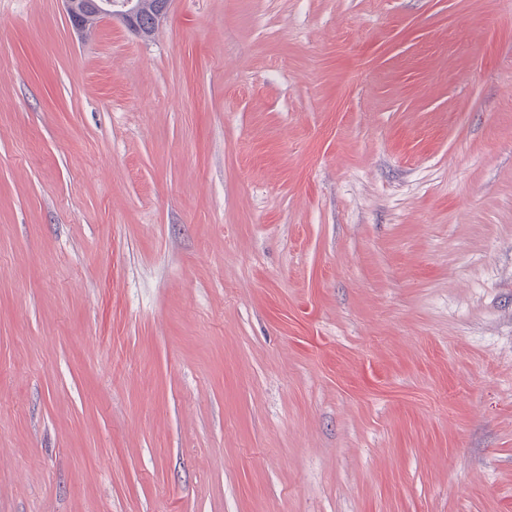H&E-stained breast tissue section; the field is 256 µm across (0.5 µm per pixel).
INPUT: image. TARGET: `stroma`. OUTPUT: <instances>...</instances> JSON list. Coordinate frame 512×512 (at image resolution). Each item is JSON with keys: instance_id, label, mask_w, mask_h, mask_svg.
Segmentation results:
<instances>
[{"instance_id": "stroma-1", "label": "stroma", "mask_w": 512, "mask_h": 512, "mask_svg": "<svg viewBox=\"0 0 512 512\" xmlns=\"http://www.w3.org/2000/svg\"><path fill=\"white\" fill-rule=\"evenodd\" d=\"M0 512H512V0H0ZM137 1L139 2L138 12L135 0H64L63 2L66 4L70 22L77 30L83 25L82 30L87 32L95 26L98 21L93 12L95 11L100 18L118 19L131 31L138 23L137 34L148 39L154 35L160 21L167 14L169 0Z\"/></svg>"}]
</instances>
